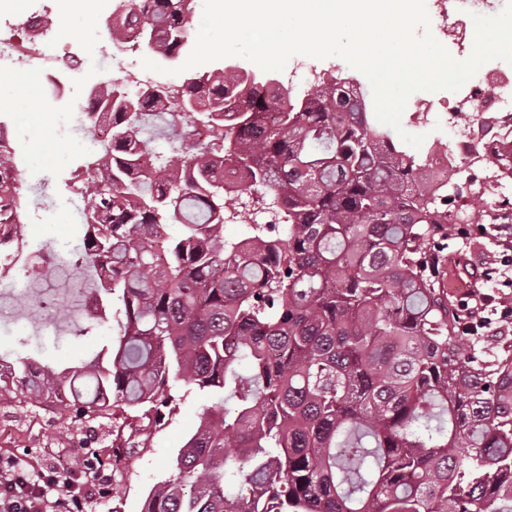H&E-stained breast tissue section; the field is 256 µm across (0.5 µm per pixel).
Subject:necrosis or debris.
<instances>
[{"label":"necrosis or debris","mask_w":512,"mask_h":512,"mask_svg":"<svg viewBox=\"0 0 512 512\" xmlns=\"http://www.w3.org/2000/svg\"><path fill=\"white\" fill-rule=\"evenodd\" d=\"M500 6V0H430V14L437 34L459 41L471 14L490 15ZM20 27L19 18L0 9V70L19 71L41 80V104L53 113L55 132L60 136H78L87 126L85 91L74 84V77L87 81L117 71L132 93L156 83L154 72L138 65V50L100 44L91 57L80 50L60 56L53 52L52 24H45L39 33H24ZM453 97L456 106L448 112L439 111L432 97L419 98L412 107L419 127L440 125L447 130L439 154L428 157L430 180L438 184L465 182L491 163L501 172L512 171V64L493 72H476ZM468 111L475 113V122H461V113Z\"/></svg>","instance_id":"1"}]
</instances>
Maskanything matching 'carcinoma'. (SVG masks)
I'll list each match as a JSON object with an SVG mask.
<instances>
[{
	"instance_id": "carcinoma-1",
	"label": "carcinoma",
	"mask_w": 512,
	"mask_h": 512,
	"mask_svg": "<svg viewBox=\"0 0 512 512\" xmlns=\"http://www.w3.org/2000/svg\"><path fill=\"white\" fill-rule=\"evenodd\" d=\"M125 2L115 43L143 28L182 55L194 0ZM193 77L172 108L165 90L134 112L114 82L89 93L110 139L74 177L73 267L100 296L89 326L113 320L119 339L62 369L0 363V393L67 392L80 420L121 411L114 465L172 418L176 381L209 394L142 512H512V350L462 351L441 287L459 188L428 182L334 77L286 98L234 70ZM151 127L172 149L146 167ZM224 167L239 195L272 199L271 223L233 242ZM27 192L0 185V227L22 223Z\"/></svg>"
}]
</instances>
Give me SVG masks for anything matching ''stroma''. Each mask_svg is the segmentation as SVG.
Listing matches in <instances>:
<instances>
[{"mask_svg": "<svg viewBox=\"0 0 512 512\" xmlns=\"http://www.w3.org/2000/svg\"><path fill=\"white\" fill-rule=\"evenodd\" d=\"M117 3L100 0L98 12L74 15L68 31L55 32V52L78 47L93 53L97 42L109 38L102 20L112 14ZM7 119L27 134L26 183L37 190L27 207L38 210L40 217L27 220L23 228L29 250L36 255L52 250L63 261H72L82 235L83 203L71 188V178L88 154L82 143L56 135L51 116L38 122L26 113L12 111ZM470 185L477 194L467 208L469 235L457 240L445 258V285L457 302L472 289L497 287L503 278L512 277V265L492 264L499 246L486 214L499 203V191L482 178L471 179ZM80 293L76 275H61L42 288L38 297L23 301L22 321L10 315L1 317L0 356L12 362L33 357L64 367L76 364L84 351L115 342L116 330L108 323L83 336L70 335V328L83 322L74 305ZM211 404L207 394L187 392L167 425L152 436L148 448L121 462L118 472L110 473L106 490L86 505L85 512H141L149 490L174 468L179 448ZM119 425V420L110 417L77 421L62 404L48 406L41 399L10 393L0 397V461L63 475L72 469L74 458L92 461L110 454Z\"/></svg>", "mask_w": 512, "mask_h": 512, "instance_id": "obj_1", "label": "stroma"}]
</instances>
